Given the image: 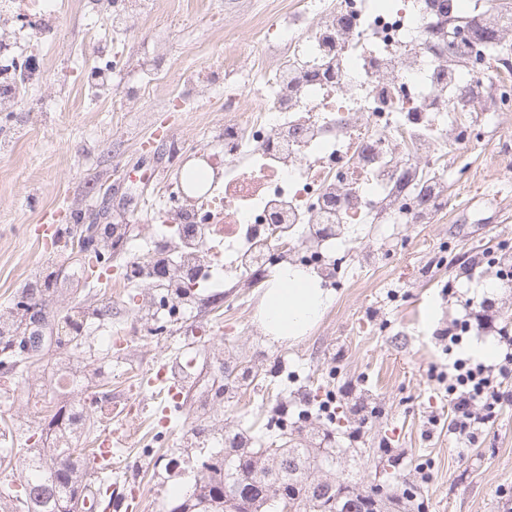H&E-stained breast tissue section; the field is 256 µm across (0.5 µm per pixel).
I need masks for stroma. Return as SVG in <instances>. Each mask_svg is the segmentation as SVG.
I'll return each instance as SVG.
<instances>
[{
    "mask_svg": "<svg viewBox=\"0 0 512 512\" xmlns=\"http://www.w3.org/2000/svg\"><path fill=\"white\" fill-rule=\"evenodd\" d=\"M88 13L82 0H55L59 29L49 39L30 32L27 50L41 54L39 83L22 92L0 136V311L14 306L23 288L40 282L52 300L37 325L56 335L74 307L112 302V328L134 316L131 295H116L112 281L125 262L115 252L100 280L85 279L77 250L43 240L44 226L66 227L71 213H103L108 224L129 225L146 235L157 222L165 191L179 181L171 141L206 142L224 124L225 81L255 80L265 61L256 42L257 21L284 15L286 0H149L132 39L112 26V0ZM248 56V70L225 76L224 42ZM124 63L113 71V59ZM512 148V131L479 130L458 150L471 181L449 180L455 206L434 224L367 226L362 247L380 249L379 266L351 259L336 274L333 301L305 335L275 345L253 333L262 295L270 282L228 289L225 298L202 296L199 320L206 335L175 327L153 336H130L112 353L98 344L78 349L47 345L28 386L0 372V417L13 421V444L38 421L33 399L59 368L97 369L91 383L112 399L135 391L147 401L150 428L117 449L116 476L127 487L109 512H170L177 487L194 481L196 453L181 437L192 424L190 407L211 386L217 371L210 345L223 346L236 364L255 375L223 408L224 427L250 429L261 442L282 443L269 432L276 408L289 423L335 448L336 471L365 487L392 468L394 491L414 490L425 512H512V404L471 446L448 431L428 432L430 414L450 421V407L436 376L448 361L440 329L463 314L477 289L459 279L467 257L494 252L512 239V204L492 199L494 183L512 190V170L498 168L494 154ZM195 357L194 379L177 385L171 400L153 401L156 374L184 352ZM134 360L142 379L129 384L116 364ZM365 405L366 424L356 428L353 398ZM310 414L299 418L300 408Z\"/></svg>",
    "mask_w": 512,
    "mask_h": 512,
    "instance_id": "35a3bbf8",
    "label": "stroma"
}]
</instances>
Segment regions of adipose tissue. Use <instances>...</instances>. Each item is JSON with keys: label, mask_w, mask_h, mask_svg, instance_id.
<instances>
[{"label": "adipose tissue", "mask_w": 512, "mask_h": 512, "mask_svg": "<svg viewBox=\"0 0 512 512\" xmlns=\"http://www.w3.org/2000/svg\"><path fill=\"white\" fill-rule=\"evenodd\" d=\"M330 303L327 292L311 274L287 269L265 290L259 321L271 341H294L321 318Z\"/></svg>", "instance_id": "adipose-tissue-1"}]
</instances>
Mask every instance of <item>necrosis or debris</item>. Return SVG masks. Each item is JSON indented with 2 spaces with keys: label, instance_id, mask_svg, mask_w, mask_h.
<instances>
[{
  "label": "necrosis or debris",
  "instance_id": "1",
  "mask_svg": "<svg viewBox=\"0 0 512 512\" xmlns=\"http://www.w3.org/2000/svg\"><path fill=\"white\" fill-rule=\"evenodd\" d=\"M511 31L474 0H300L287 23H268L266 94L247 110L228 96L223 127L195 149L213 173L204 190L173 185L146 243L112 227L126 255L115 287L153 282L132 334L195 320L201 287L218 297L287 268L331 285L356 227L449 213V151L470 143L475 114L512 113V68L487 72L491 36ZM15 42L0 36V81L16 89L39 67ZM223 403L200 394L192 415L207 430L188 431L187 447L223 446Z\"/></svg>",
  "mask_w": 512,
  "mask_h": 512
}]
</instances>
